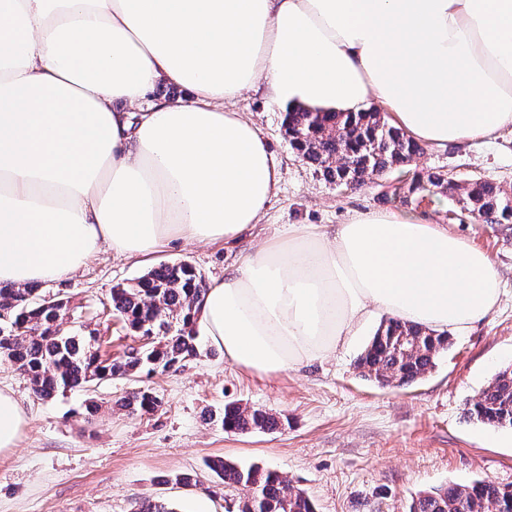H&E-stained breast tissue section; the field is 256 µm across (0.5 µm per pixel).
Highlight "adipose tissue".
Instances as JSON below:
<instances>
[{
    "mask_svg": "<svg viewBox=\"0 0 512 512\" xmlns=\"http://www.w3.org/2000/svg\"><path fill=\"white\" fill-rule=\"evenodd\" d=\"M161 83L184 98L153 97ZM261 84L285 110L375 100L429 145L494 138L512 125V0H0V283L254 228L280 162L226 105ZM501 292L446 226L367 211L243 255L197 323L228 363L275 376L329 359L374 310L464 332ZM26 426L0 389V452Z\"/></svg>",
    "mask_w": 512,
    "mask_h": 512,
    "instance_id": "adipose-tissue-1",
    "label": "adipose tissue"
}]
</instances>
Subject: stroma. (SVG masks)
<instances>
[{
	"label": "stroma",
	"mask_w": 512,
	"mask_h": 512,
	"mask_svg": "<svg viewBox=\"0 0 512 512\" xmlns=\"http://www.w3.org/2000/svg\"><path fill=\"white\" fill-rule=\"evenodd\" d=\"M234 107L256 120L281 161L279 190L253 230L234 243L178 244L143 259L107 250L71 278L40 285V295L69 298L72 321L100 338L103 353L116 357L137 343L104 313L115 285L178 262L209 282L289 225L330 230L365 211L428 215L486 252L502 279L498 306L453 334L430 373L403 387L378 384L355 368L379 326L375 320L324 364L273 377L244 372L207 345L179 371L142 376L161 402L145 416L116 405L130 382L103 381L88 392L41 400L17 365L0 359V388L12 391L28 415L17 448L0 453V512H131L145 497L167 499L177 512H194L204 497L211 512H228L239 490L205 467L219 457L277 469L310 496L317 512H403L412 496L477 479L512 486V429L477 423L466 413L498 371L512 365V223L449 219L453 205L439 196L423 205L401 201L411 180L439 170L512 193V128L488 142L425 146L411 165L347 189L327 183L296 157L283 134L284 112L270 103L266 88ZM91 396L103 406L88 417L84 406ZM228 402L272 410L281 425L271 432L225 433L208 417ZM185 471L197 472L200 485L171 483Z\"/></svg>",
	"instance_id": "1"
}]
</instances>
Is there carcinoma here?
<instances>
[{
  "mask_svg": "<svg viewBox=\"0 0 512 512\" xmlns=\"http://www.w3.org/2000/svg\"><path fill=\"white\" fill-rule=\"evenodd\" d=\"M283 127L297 158L338 187L363 186L375 177L407 166L422 147L380 112L316 113L298 107L284 113ZM432 194L448 197L471 213L492 212L497 223L512 222V196L491 182H459L440 171L427 175ZM207 286L187 263H162L136 280L112 288V314L135 336H152L148 350L132 347L120 357L102 358L99 345L65 326L68 300L45 298L36 288L0 287V356L27 375L33 394L48 399L58 392L87 388L103 380H133L156 371H176L200 355L195 328ZM446 332L384 320L357 360L364 377L382 384L409 385L435 365L448 349ZM130 414H150L157 397L140 386L117 401ZM467 413L496 428H512V367L500 370ZM209 421L229 433L273 431L280 421L272 412L227 403ZM208 470L241 491L238 512H315L306 493L275 469L242 465L222 458ZM134 512H176L164 498L145 499ZM406 512H512V488L489 481L450 484L413 498Z\"/></svg>",
  "mask_w": 512,
  "mask_h": 512,
  "instance_id": "cac0c4a2",
  "label": "carcinoma"
}]
</instances>
